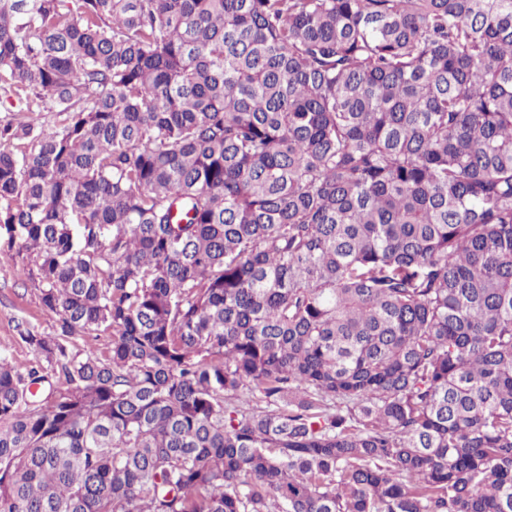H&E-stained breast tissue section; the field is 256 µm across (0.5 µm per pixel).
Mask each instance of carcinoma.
I'll return each instance as SVG.
<instances>
[{"label":"carcinoma","mask_w":512,"mask_h":512,"mask_svg":"<svg viewBox=\"0 0 512 512\" xmlns=\"http://www.w3.org/2000/svg\"><path fill=\"white\" fill-rule=\"evenodd\" d=\"M0 90V512H512V0H0ZM18 243L8 248L3 238L0 242V351L12 357L18 370L26 372L36 364V359L21 342L17 324L52 334L56 322L43 310L38 282L18 274L25 258V252L18 254Z\"/></svg>","instance_id":"carcinoma-1"}]
</instances>
